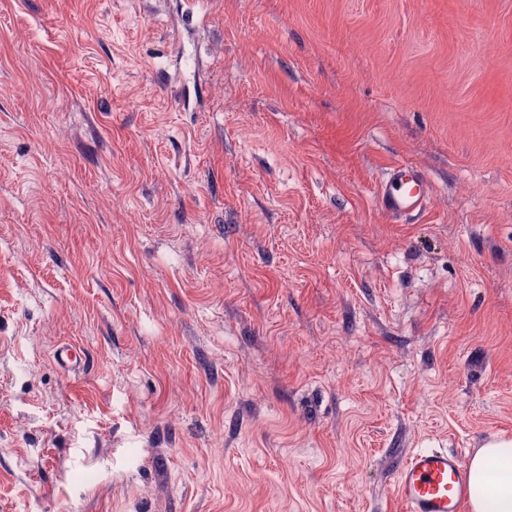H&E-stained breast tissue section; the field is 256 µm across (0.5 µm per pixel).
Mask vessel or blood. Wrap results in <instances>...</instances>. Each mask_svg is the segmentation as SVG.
<instances>
[{
  "label": "vessel or blood",
  "instance_id": "b4317fda",
  "mask_svg": "<svg viewBox=\"0 0 512 512\" xmlns=\"http://www.w3.org/2000/svg\"><path fill=\"white\" fill-rule=\"evenodd\" d=\"M432 195L425 174L416 168H390L378 199L390 216L409 217L424 212ZM55 363L68 372L83 371L86 354L73 345L58 346ZM399 512H465L472 490L465 459L445 448H421L399 463L393 485Z\"/></svg>",
  "mask_w": 512,
  "mask_h": 512
}]
</instances>
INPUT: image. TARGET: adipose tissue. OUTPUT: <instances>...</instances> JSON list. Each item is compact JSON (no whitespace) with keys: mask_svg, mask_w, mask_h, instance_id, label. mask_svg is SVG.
Here are the masks:
<instances>
[{"mask_svg":"<svg viewBox=\"0 0 512 512\" xmlns=\"http://www.w3.org/2000/svg\"><path fill=\"white\" fill-rule=\"evenodd\" d=\"M470 481L478 492L471 512H512V438L494 435L469 462Z\"/></svg>","mask_w":512,"mask_h":512,"instance_id":"1","label":"adipose tissue"}]
</instances>
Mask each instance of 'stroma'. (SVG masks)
Returning a JSON list of instances; mask_svg holds the SVG:
<instances>
[{
	"instance_id": "stroma-1",
	"label": "stroma",
	"mask_w": 512,
	"mask_h": 512,
	"mask_svg": "<svg viewBox=\"0 0 512 512\" xmlns=\"http://www.w3.org/2000/svg\"><path fill=\"white\" fill-rule=\"evenodd\" d=\"M1 86L0 512H398L512 437V0H0ZM431 195V185L421 170L397 165L387 173L378 199L387 215L409 217L424 212ZM55 363L64 371L80 373L86 363V354L73 345H60L54 350Z\"/></svg>"
}]
</instances>
